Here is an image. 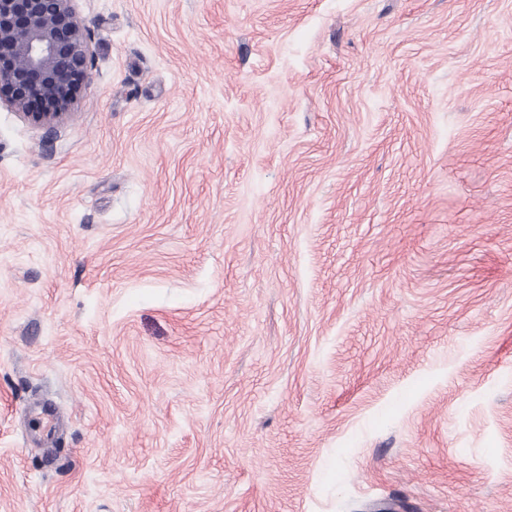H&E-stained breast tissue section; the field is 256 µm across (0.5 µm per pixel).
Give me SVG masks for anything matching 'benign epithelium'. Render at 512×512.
I'll return each mask as SVG.
<instances>
[{"instance_id": "benign-epithelium-1", "label": "benign epithelium", "mask_w": 512, "mask_h": 512, "mask_svg": "<svg viewBox=\"0 0 512 512\" xmlns=\"http://www.w3.org/2000/svg\"><path fill=\"white\" fill-rule=\"evenodd\" d=\"M73 0H0V90L12 110L51 125L74 105L91 65Z\"/></svg>"}]
</instances>
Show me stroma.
Instances as JSON below:
<instances>
[{
  "instance_id": "obj_1",
  "label": "stroma",
  "mask_w": 512,
  "mask_h": 512,
  "mask_svg": "<svg viewBox=\"0 0 512 512\" xmlns=\"http://www.w3.org/2000/svg\"><path fill=\"white\" fill-rule=\"evenodd\" d=\"M0 107V512H512V0H74ZM72 2L0 0V102L35 124L61 120L88 76L92 56Z\"/></svg>"
}]
</instances>
